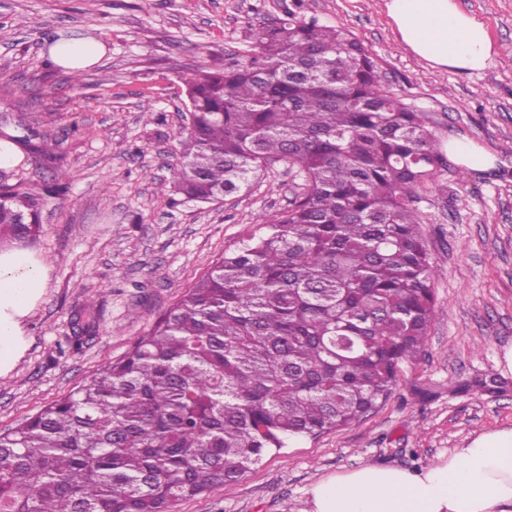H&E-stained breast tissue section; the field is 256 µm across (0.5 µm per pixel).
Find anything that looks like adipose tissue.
Returning <instances> with one entry per match:
<instances>
[{"instance_id": "adipose-tissue-1", "label": "adipose tissue", "mask_w": 512, "mask_h": 512, "mask_svg": "<svg viewBox=\"0 0 512 512\" xmlns=\"http://www.w3.org/2000/svg\"><path fill=\"white\" fill-rule=\"evenodd\" d=\"M398 39L435 69L476 72L496 52L483 23L455 0H386ZM105 54L101 40L56 42L57 65L82 70ZM48 269L33 251L0 248V376L29 346L26 318L41 303ZM304 512H512V426L479 434L424 468L373 464L322 477L307 491Z\"/></svg>"}]
</instances>
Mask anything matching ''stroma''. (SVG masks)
I'll return each mask as SVG.
<instances>
[{"mask_svg": "<svg viewBox=\"0 0 512 512\" xmlns=\"http://www.w3.org/2000/svg\"><path fill=\"white\" fill-rule=\"evenodd\" d=\"M485 23L499 53L484 70H431L397 40L384 0H0V131L17 125L58 154L33 148L8 184L42 194L35 252L49 269L25 322L29 347L0 377V431L118 360L184 298L224 251L265 233L262 215L299 191L278 166L250 189L214 203L183 202L170 181L190 114L182 77L228 57L263 24L289 11L350 32L376 61L384 86L426 115L439 146L456 140L494 157L484 171L443 158L411 206L433 265L435 299L421 352L400 363L386 401L318 438L294 440L236 481L178 502L174 512H300L321 477L360 465H426L477 434L512 426V0H456ZM101 40L106 53L81 84L52 64L68 35ZM153 117L143 120L142 104ZM66 186L65 195L46 186ZM93 301L98 330L79 351L71 323ZM488 376L501 390L456 393Z\"/></svg>", "mask_w": 512, "mask_h": 512, "instance_id": "35a3bbf8", "label": "stroma"}]
</instances>
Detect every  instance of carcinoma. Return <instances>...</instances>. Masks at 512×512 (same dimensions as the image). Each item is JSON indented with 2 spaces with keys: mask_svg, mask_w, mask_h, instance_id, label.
<instances>
[{
  "mask_svg": "<svg viewBox=\"0 0 512 512\" xmlns=\"http://www.w3.org/2000/svg\"><path fill=\"white\" fill-rule=\"evenodd\" d=\"M183 84L175 193L209 203L277 165L301 193L125 357L0 432V512H171L359 420L424 345L433 267L409 196L442 157L358 40L290 12ZM40 228L41 196L1 184L0 237Z\"/></svg>",
  "mask_w": 512,
  "mask_h": 512,
  "instance_id": "obj_1",
  "label": "carcinoma"
}]
</instances>
